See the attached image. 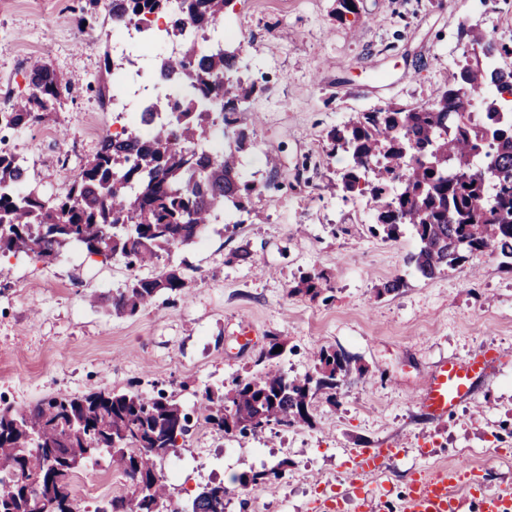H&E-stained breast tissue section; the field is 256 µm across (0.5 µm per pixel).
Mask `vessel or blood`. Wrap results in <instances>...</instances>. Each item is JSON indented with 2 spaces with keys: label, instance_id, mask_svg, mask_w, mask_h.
Instances as JSON below:
<instances>
[{
  "label": "vessel or blood",
  "instance_id": "1",
  "mask_svg": "<svg viewBox=\"0 0 512 512\" xmlns=\"http://www.w3.org/2000/svg\"><path fill=\"white\" fill-rule=\"evenodd\" d=\"M500 359L499 351L484 348L464 359L451 357L438 362L418 397L420 407L429 419H444L449 410L471 398L477 380L488 376ZM396 454L393 448H365L356 453L350 481L355 512H370L372 491L365 480L381 472L386 460ZM460 479L457 467L414 473L402 512H466L467 497L455 491Z\"/></svg>",
  "mask_w": 512,
  "mask_h": 512
}]
</instances>
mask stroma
<instances>
[{
    "label": "stroma",
    "mask_w": 512,
    "mask_h": 512,
    "mask_svg": "<svg viewBox=\"0 0 512 512\" xmlns=\"http://www.w3.org/2000/svg\"><path fill=\"white\" fill-rule=\"evenodd\" d=\"M334 7L232 0L226 8L236 32L230 45L256 84L241 116L250 135L241 172L256 186L275 178L283 187L254 196L245 223L217 217L195 242L162 253L161 264L187 278L188 295H162L120 316L89 304L124 288L131 273L118 262L78 246L49 260H0V407L132 389L189 409L205 388L260 371L272 336L286 345L276 363L291 377L312 372L319 349L350 357L353 373L335 400L314 399L313 427L275 426L259 436L192 428L178 442L183 471L168 484L175 508L197 487L224 481L225 512H310L347 489L354 450L390 445L401 453L369 480L374 512H401L412 473L463 461L482 493H512V269L486 253L421 277L407 264L417 249L409 227L392 240L372 235V202L326 188L348 164L331 154L329 132L362 111L431 100L453 79L462 27L512 46V0H360L359 15L342 22ZM110 29L101 21L95 36H79L66 0H0V106L24 94L36 57L81 89L49 123L5 133L40 194L62 193L120 122L94 90ZM244 248L253 262L237 260ZM313 269L326 274L327 297L295 294ZM396 276L404 288L378 296ZM243 323L255 331L247 346L234 336ZM485 347L503 353L495 371L447 418L429 420L416 397L433 366ZM282 461L288 476L280 483L235 482Z\"/></svg>",
    "instance_id": "1"
}]
</instances>
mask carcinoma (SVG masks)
<instances>
[{
    "instance_id": "1",
    "label": "carcinoma",
    "mask_w": 512,
    "mask_h": 512,
    "mask_svg": "<svg viewBox=\"0 0 512 512\" xmlns=\"http://www.w3.org/2000/svg\"><path fill=\"white\" fill-rule=\"evenodd\" d=\"M230 0H79L80 32H94L100 9L112 27L168 17L166 36L179 45L163 53L152 43L157 69L172 77L182 93L175 97L156 86L152 93L158 130L138 127L106 133L58 196L23 188L26 169L0 149V258L32 253L58 255L70 245L92 255L123 261L131 269L151 267L148 277H133L116 295L97 299L117 315L133 316L163 294L188 288L183 273L159 267L160 253L198 238L217 212H251L255 186L243 179L238 154L248 139L239 113L255 91L241 75L237 50L202 47L185 24L207 32L224 18ZM467 50L453 81L424 106L386 105L360 112L328 134L331 152L344 153L351 168L336 183L348 195H369L375 222L371 232L387 239L410 226L418 250L407 263L424 278L496 252L512 269V114L503 106L512 95V70L487 67V58L511 55L480 29L463 28ZM26 94L0 111V130L43 124L75 89L48 64L35 61L27 72ZM129 80L125 69L103 56L96 90L101 106L112 105ZM493 84L498 96L483 99L479 112L468 110L470 97ZM232 130L233 143L213 152L205 142ZM327 279L313 271L297 291L313 298ZM314 372L290 377L273 367L237 379L227 392L205 388L198 418L212 429L261 434L271 424L313 426L312 400L333 397L350 375L349 360L322 348ZM189 414L165 396L137 390L104 389L51 397L29 407L0 409V512H81L73 494L77 471L93 456L112 455L131 484L127 496L105 500L95 512H152L164 507L169 491L157 460L177 448L188 432ZM66 457L63 471L49 467L50 456ZM283 465L256 472L238 483L274 484ZM224 483L200 488L191 512H225Z\"/></svg>"
}]
</instances>
